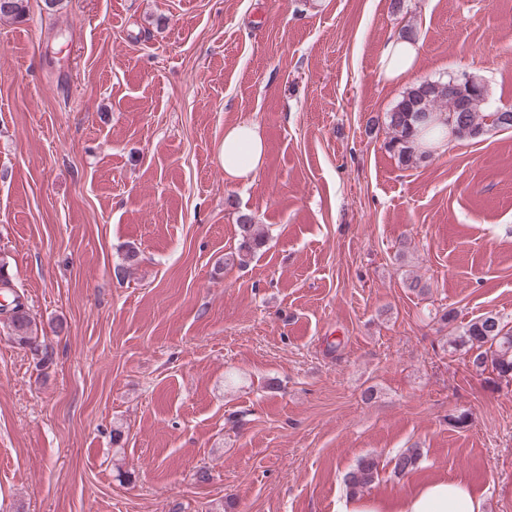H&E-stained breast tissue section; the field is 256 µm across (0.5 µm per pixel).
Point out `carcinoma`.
<instances>
[{
    "label": "carcinoma",
    "instance_id": "cac0c4a2",
    "mask_svg": "<svg viewBox=\"0 0 512 512\" xmlns=\"http://www.w3.org/2000/svg\"><path fill=\"white\" fill-rule=\"evenodd\" d=\"M25 0H0V17H20L24 13ZM458 86L448 93L446 82H423L408 88L401 100L387 115V126L392 137L389 146L397 154L400 163H409L415 157L412 142L421 126L435 112H446L448 132L456 138L476 139L491 130H502L504 125L512 128V112L497 115L483 111L488 96V87L482 80L457 78ZM241 238L238 263L263 244V235L251 219L243 215L238 224ZM0 293L12 296L10 305L0 304V315L12 328L14 339L20 346H32L38 340V325L30 316L24 296L12 284L7 262L0 259ZM449 347L461 350L466 363L475 367L481 375L489 374L488 380L495 383L501 379L512 380V326L493 313L469 322L461 333L449 341ZM420 449L407 448L394 456L393 472L405 475L413 471L420 460ZM379 476V463L371 455L361 457L355 468L344 476L348 492L356 495L370 487Z\"/></svg>",
    "mask_w": 512,
    "mask_h": 512
}]
</instances>
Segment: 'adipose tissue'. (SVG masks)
Wrapping results in <instances>:
<instances>
[{"instance_id":"adipose-tissue-1","label":"adipose tissue","mask_w":512,"mask_h":512,"mask_svg":"<svg viewBox=\"0 0 512 512\" xmlns=\"http://www.w3.org/2000/svg\"><path fill=\"white\" fill-rule=\"evenodd\" d=\"M419 56L417 42L394 35L377 59V71L387 81H407ZM266 154L261 129L254 122H240L224 132V175L228 180H250L260 171ZM398 512H483L482 500L462 482L437 480L420 487L403 500Z\"/></svg>"}]
</instances>
